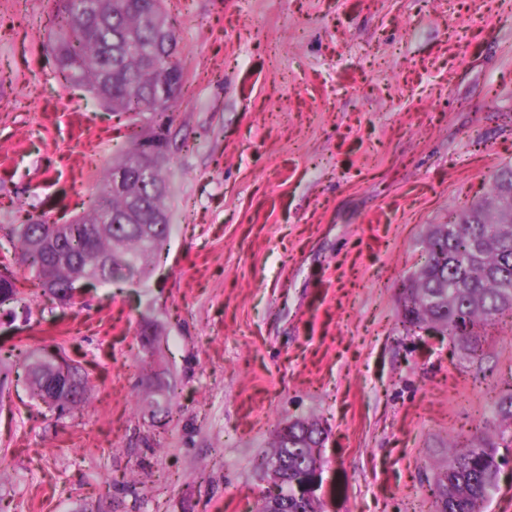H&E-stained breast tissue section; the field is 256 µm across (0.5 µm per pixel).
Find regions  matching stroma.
<instances>
[{"instance_id":"1","label":"stroma","mask_w":512,"mask_h":512,"mask_svg":"<svg viewBox=\"0 0 512 512\" xmlns=\"http://www.w3.org/2000/svg\"><path fill=\"white\" fill-rule=\"evenodd\" d=\"M51 0H0V253L63 224L126 142L59 76ZM185 82L170 128L171 233L141 280L69 304L20 265L0 347L62 353L88 407L23 372L0 390V512H257L288 419L321 420L322 512H427L448 438L512 394V317L481 357L407 330L432 227L512 163V0H171ZM158 322L154 346L139 336ZM170 417L144 413L153 371Z\"/></svg>"}]
</instances>
